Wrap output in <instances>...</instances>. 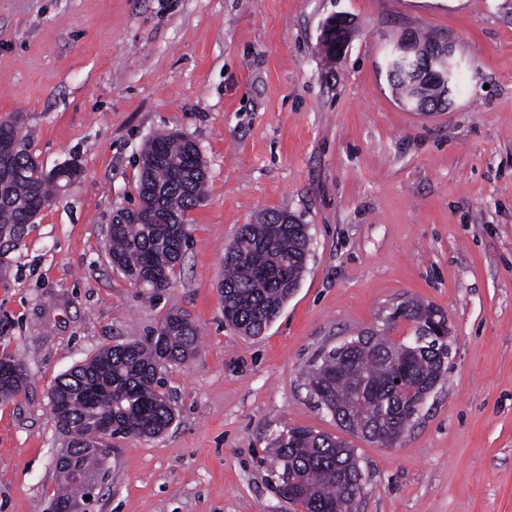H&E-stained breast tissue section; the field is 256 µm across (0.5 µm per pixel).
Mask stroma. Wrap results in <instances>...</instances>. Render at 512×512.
I'll list each match as a JSON object with an SVG mask.
<instances>
[{
  "instance_id": "obj_1",
  "label": "stroma",
  "mask_w": 512,
  "mask_h": 512,
  "mask_svg": "<svg viewBox=\"0 0 512 512\" xmlns=\"http://www.w3.org/2000/svg\"><path fill=\"white\" fill-rule=\"evenodd\" d=\"M338 12L352 36L330 63L320 30ZM416 30L467 74L437 112L387 80ZM1 122L45 169L82 174L0 254V356L25 375L0 401V512H50L56 378L174 311L200 336L163 371L175 419L112 439L88 512H296L271 485L270 440L338 434L307 390L313 360L368 330L411 336L390 320L410 298L446 315L448 370L397 447L350 437L355 512H512V0H0ZM167 131L199 147L206 200L152 295L113 268L107 227ZM275 210L308 224L310 256L264 333L240 335L224 324V250Z\"/></svg>"
}]
</instances>
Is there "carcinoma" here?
I'll return each instance as SVG.
<instances>
[{
	"mask_svg": "<svg viewBox=\"0 0 512 512\" xmlns=\"http://www.w3.org/2000/svg\"><path fill=\"white\" fill-rule=\"evenodd\" d=\"M389 81L399 99L416 100L421 111L434 112L448 104L447 85L414 86L412 69L392 68ZM207 167L192 140L161 132L146 143L139 161V204L122 208L113 217L108 240L112 263L139 287L160 292L172 285L189 233L180 231L189 211L205 200ZM54 197L34 156L13 149L0 161V248L22 243L28 224ZM285 210L262 214L255 224L242 225L224 254L220 284L224 321L248 336H259L291 297L289 289L301 281L309 248L307 225L284 224ZM399 318L419 326L433 308L406 301ZM198 328L182 313L167 314L154 336L144 343L106 346L63 374L51 390V413L67 447L57 455L55 471L61 488L55 501L80 503L87 488L108 476L106 458L95 450L117 436L152 437L174 419L163 392L160 370L182 364L198 352ZM401 345L369 332L356 344L340 345L319 357L307 372L308 391L342 431L360 432L371 443L407 430L414 411L392 384L390 359ZM448 355L422 346L407 363V381L425 391L440 381ZM17 364L0 358V400L13 398L23 386ZM102 418L112 420V432L95 433ZM276 489L296 481L294 505L304 512H353L360 494L362 470L347 441L305 427L290 428L270 441Z\"/></svg>",
	"mask_w": 512,
	"mask_h": 512,
	"instance_id": "obj_1",
	"label": "carcinoma"
}]
</instances>
